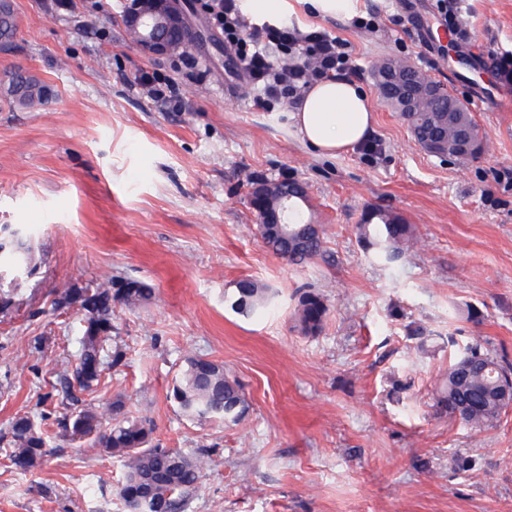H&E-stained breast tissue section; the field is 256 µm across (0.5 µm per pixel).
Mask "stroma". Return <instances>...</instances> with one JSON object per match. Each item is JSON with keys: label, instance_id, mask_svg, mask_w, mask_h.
<instances>
[{"label": "stroma", "instance_id": "1", "mask_svg": "<svg viewBox=\"0 0 512 512\" xmlns=\"http://www.w3.org/2000/svg\"><path fill=\"white\" fill-rule=\"evenodd\" d=\"M12 0L18 28L0 48V228L22 229L35 274L0 267L14 308L0 315V432L28 412L54 432L58 375L75 352L81 316L53 304L57 289L107 276L138 280L152 301L115 306L126 358L82 401L114 395L153 420L165 448L208 449L190 512H512V409L476 430L438 412L449 362L470 344L512 360V91L498 64L512 56V0H466V37L424 43L414 15L437 30L434 0H352L378 26L317 13L304 0H243L244 12L279 15L348 40L353 79L375 114L374 156L336 157L302 142L285 112L254 107L223 36L189 8L200 38L167 59L141 54L122 23L124 0ZM401 58L457 93L489 96L472 119L483 155L460 163L425 152L381 98L378 60ZM173 80L182 109L168 112L135 84L140 70ZM205 82L192 79L197 70ZM47 85L39 110L10 105L6 80ZM252 178H294L323 252L301 265L269 250L249 200ZM402 216L417 241L397 262L375 261L356 226L368 207ZM251 279L275 295L250 319L224 303ZM329 311L304 335L301 292ZM223 363L249 404L237 425L184 417L170 397L185 355ZM472 461L462 471L457 459ZM120 463L56 440L42 468L22 475L0 457V512H126L114 487Z\"/></svg>", "mask_w": 512, "mask_h": 512}]
</instances>
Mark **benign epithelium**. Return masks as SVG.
<instances>
[{"label": "benign epithelium", "mask_w": 512, "mask_h": 512, "mask_svg": "<svg viewBox=\"0 0 512 512\" xmlns=\"http://www.w3.org/2000/svg\"><path fill=\"white\" fill-rule=\"evenodd\" d=\"M126 31L138 50L152 58L186 52L197 38L190 28L181 0H129L123 15ZM399 60H382L377 82L383 83L399 111H450L453 96L441 85L398 71Z\"/></svg>", "instance_id": "7a95c632"}]
</instances>
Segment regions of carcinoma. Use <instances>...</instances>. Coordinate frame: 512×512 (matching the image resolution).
Returning a JSON list of instances; mask_svg holds the SVG:
<instances>
[{
	"mask_svg": "<svg viewBox=\"0 0 512 512\" xmlns=\"http://www.w3.org/2000/svg\"><path fill=\"white\" fill-rule=\"evenodd\" d=\"M17 31V18L11 0H0V44H8ZM6 95L14 106L38 110L48 103L49 93L38 79H22L17 73L8 81ZM402 117L410 130L448 125V138L459 126L473 124L468 109L461 112H404ZM300 201L288 211V232L281 234L264 224L257 231L266 246L294 264H302L320 255L323 231L311 224L300 212ZM361 242L373 258L391 264L401 258L414 239V229L400 215L381 209L364 212L357 225ZM6 255L14 265L28 273L37 268L32 247L14 230L5 242L0 241V255ZM153 290L137 280L115 284L105 283L75 286L56 290L54 305L62 308L78 306L82 314L83 334L78 341L74 361L60 372L58 384L64 398L79 401V396L95 391L101 384L106 368H117L125 360L120 347L106 349L112 339V305L127 308L147 305ZM224 302L237 313L252 318L266 316L273 301L258 283L243 279L236 288L224 295ZM324 300L313 293H304L298 300L295 315L306 335L318 333L327 316ZM512 375V364L484 351L480 345L469 346L448 366L439 386L437 408L451 417L464 415L471 427L482 430L495 426L506 411L500 398V382ZM170 398L179 410L191 419H209L224 424H238L246 416L249 405L240 383L224 371V365L199 355L186 357L172 387ZM107 412L112 424L102 428L104 413L87 404L63 416L58 421L60 436L87 441L89 449L122 462V480L117 495L129 512H187L204 467L207 450L183 453L152 443L154 427L146 416H130L125 412V399L112 398ZM0 443L8 449L13 467L23 473L41 468L47 450V434L28 414L15 416L8 430L0 434Z\"/></svg>",
	"mask_w": 512,
	"mask_h": 512,
	"instance_id": "carcinoma-1",
	"label": "carcinoma"
}]
</instances>
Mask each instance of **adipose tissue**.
<instances>
[{"label": "adipose tissue", "instance_id": "1", "mask_svg": "<svg viewBox=\"0 0 512 512\" xmlns=\"http://www.w3.org/2000/svg\"><path fill=\"white\" fill-rule=\"evenodd\" d=\"M289 117L301 138L328 156L367 140L374 122L368 97L342 75L315 83Z\"/></svg>", "mask_w": 512, "mask_h": 512}]
</instances>
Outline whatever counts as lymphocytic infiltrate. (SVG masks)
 I'll return each mask as SVG.
<instances>
[{
    "label": "lymphocytic infiltrate",
    "instance_id": "1",
    "mask_svg": "<svg viewBox=\"0 0 512 512\" xmlns=\"http://www.w3.org/2000/svg\"><path fill=\"white\" fill-rule=\"evenodd\" d=\"M199 2L209 23L223 34L257 108L288 109L314 83L355 68L350 43L325 30L303 31L285 21L247 17L239 0Z\"/></svg>",
    "mask_w": 512,
    "mask_h": 512
}]
</instances>
